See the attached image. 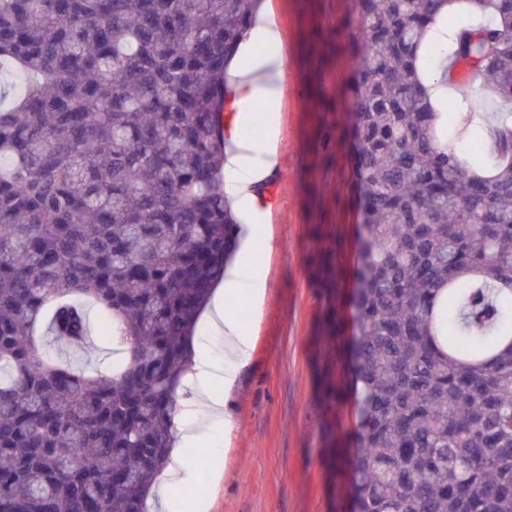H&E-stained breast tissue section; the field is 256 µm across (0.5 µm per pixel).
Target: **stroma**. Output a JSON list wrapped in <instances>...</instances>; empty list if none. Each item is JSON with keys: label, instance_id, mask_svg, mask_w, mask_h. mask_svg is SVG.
Returning a JSON list of instances; mask_svg holds the SVG:
<instances>
[{"label": "stroma", "instance_id": "1", "mask_svg": "<svg viewBox=\"0 0 512 512\" xmlns=\"http://www.w3.org/2000/svg\"><path fill=\"white\" fill-rule=\"evenodd\" d=\"M277 26L276 50L288 75L275 88V134H260L247 161L276 156L266 201L243 219L257 241L242 258L244 284L260 279L261 302L228 297L242 308L253 350L224 397L236 424L204 433L182 493L207 512H341L344 490L328 464L319 372L350 378L347 347L356 330L348 297L360 224L353 173L355 121L349 92L354 0H263ZM338 309L341 344L329 348L323 316Z\"/></svg>", "mask_w": 512, "mask_h": 512}]
</instances>
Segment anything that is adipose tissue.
I'll return each instance as SVG.
<instances>
[{"instance_id":"adipose-tissue-1","label":"adipose tissue","mask_w":512,"mask_h":512,"mask_svg":"<svg viewBox=\"0 0 512 512\" xmlns=\"http://www.w3.org/2000/svg\"><path fill=\"white\" fill-rule=\"evenodd\" d=\"M251 38V43L243 46L237 62L242 79L236 87V102L243 112L247 111L253 101L268 97L270 85L280 79L285 64L282 55H258L253 51L254 41L277 42L278 33L272 23H258L252 30ZM226 134L233 148L227 152L224 161V193L236 198L242 206H256L262 198V191L272 176L275 165L270 161L256 166L244 165L240 152L246 141L239 127L227 129ZM240 287L239 268L225 270L224 293L215 297L209 315L214 334L224 339V366L220 369L213 366L206 346L200 342L196 343L193 369L200 382L220 378L225 384H232L250 356V337L243 335L238 320L224 311L225 297L238 294ZM203 417L208 419V426L213 428L220 425L229 427L233 424V415L226 403L217 400L208 401L206 412L202 415L192 410H183L177 420L181 444L180 458L176 466L166 471V484L188 482V462L200 441L204 427H201L199 420Z\"/></svg>"}]
</instances>
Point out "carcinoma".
<instances>
[{
	"instance_id": "cac0c4a2",
	"label": "carcinoma",
	"mask_w": 512,
	"mask_h": 512,
	"mask_svg": "<svg viewBox=\"0 0 512 512\" xmlns=\"http://www.w3.org/2000/svg\"><path fill=\"white\" fill-rule=\"evenodd\" d=\"M260 0H0V512H147L192 336L234 256L228 61ZM357 454L347 512H512V111L469 115L421 73L445 50L512 104V0H356ZM19 76L12 92L7 75ZM121 363L78 369L87 308Z\"/></svg>"
}]
</instances>
